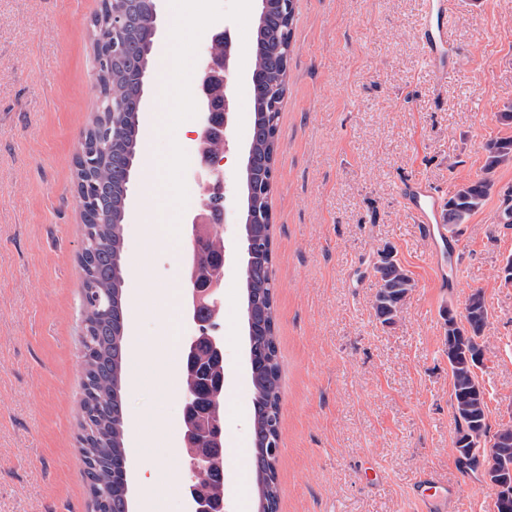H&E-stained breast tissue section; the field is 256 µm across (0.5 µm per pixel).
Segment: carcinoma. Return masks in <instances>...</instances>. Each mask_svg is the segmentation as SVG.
Masks as SVG:
<instances>
[{
	"instance_id": "obj_1",
	"label": "carcinoma",
	"mask_w": 512,
	"mask_h": 512,
	"mask_svg": "<svg viewBox=\"0 0 512 512\" xmlns=\"http://www.w3.org/2000/svg\"><path fill=\"white\" fill-rule=\"evenodd\" d=\"M294 2H276L264 22L256 24L253 59L257 72L250 79L253 118L251 248L244 273L245 314L250 353L251 468L255 482V512H278L277 466L281 438V375L276 336V283L273 271V224L270 194L279 149L278 120L287 92L283 46L292 38ZM126 30L114 37L105 18L94 16L99 39L114 46L100 63L95 82L100 93L112 95L114 108L94 116L87 135L111 143L108 153L95 157L87 170L75 171L86 184L84 204L90 215L84 235L97 241L89 257H79L86 299V342L81 359L86 379L77 442L86 466L90 503L101 512H127L124 491L127 458L125 427L127 406L119 386L127 370L124 341L126 307L123 285L124 221L127 196L134 176L140 144V112L145 81L160 69L152 39L147 36L152 0H129ZM483 175L462 184L448 198L445 220L455 230L480 210L490 195L492 173L512 164V139L497 138L484 146ZM380 288L374 306L384 323L393 322L413 279L396 260L375 266ZM445 352L451 375V407L457 425L454 447L461 459L480 462L482 440L488 433V405L474 367L482 358L480 340L488 319L481 291L472 292L465 304V323L452 310H444Z\"/></svg>"
}]
</instances>
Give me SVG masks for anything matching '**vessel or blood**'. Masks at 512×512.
<instances>
[{
    "instance_id": "1",
    "label": "vessel or blood",
    "mask_w": 512,
    "mask_h": 512,
    "mask_svg": "<svg viewBox=\"0 0 512 512\" xmlns=\"http://www.w3.org/2000/svg\"><path fill=\"white\" fill-rule=\"evenodd\" d=\"M448 0H424L423 47L435 72L447 73L451 62L448 55ZM416 223L421 224L426 237L433 243L430 264L437 276L439 287L448 285L446 244L448 226L442 217L439 194L426 182L415 181L401 189Z\"/></svg>"
}]
</instances>
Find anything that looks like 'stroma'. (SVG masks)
Masks as SVG:
<instances>
[{
    "label": "stroma",
    "mask_w": 512,
    "mask_h": 512,
    "mask_svg": "<svg viewBox=\"0 0 512 512\" xmlns=\"http://www.w3.org/2000/svg\"><path fill=\"white\" fill-rule=\"evenodd\" d=\"M456 70L440 77L420 40L422 0H295L288 92L272 188L281 370L279 512H421L419 478L450 488L431 512H494L498 487L456 453L442 312L463 316L473 291L488 309L477 376L491 429L512 423V225L499 221L512 165L452 241L457 279L438 287L432 246L401 187L420 179L451 197L483 173L484 145L511 137L499 118L512 105V0H450ZM100 0H0V512H89L77 444L84 374L79 358L83 224L73 159L100 94L89 22ZM260 0H160L158 43L169 47L177 87L148 84L143 140L125 228V292L136 297L181 276L186 215L165 228L144 182L163 163L176 199L189 190L180 155L193 123L178 88L194 82L207 40L228 33L252 52ZM236 129L224 167V244L244 255L247 135L244 70L232 78ZM392 251L414 287L394 323L378 318L372 266ZM245 286L224 281L220 322L226 443L250 441ZM127 350L173 354L161 313L128 306ZM129 512H140L139 474L160 476L171 512H183L186 452L181 376L126 378ZM156 417L153 436L137 416Z\"/></svg>",
    "instance_id": "1"
}]
</instances>
